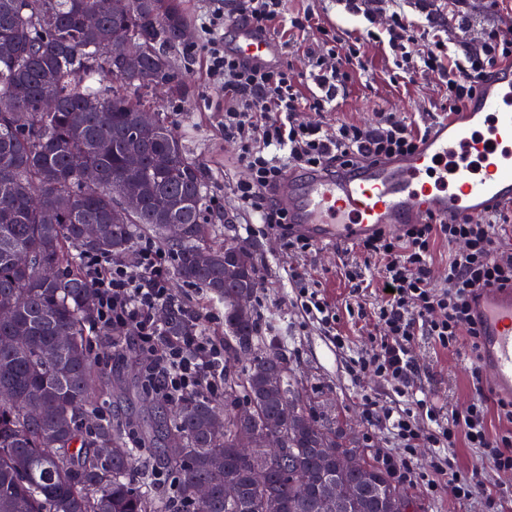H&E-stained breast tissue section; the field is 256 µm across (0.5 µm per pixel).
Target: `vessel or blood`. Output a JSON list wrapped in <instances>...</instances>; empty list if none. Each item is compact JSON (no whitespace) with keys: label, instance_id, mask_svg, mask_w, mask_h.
I'll return each mask as SVG.
<instances>
[{"label":"vessel or blood","instance_id":"1","mask_svg":"<svg viewBox=\"0 0 512 512\" xmlns=\"http://www.w3.org/2000/svg\"><path fill=\"white\" fill-rule=\"evenodd\" d=\"M230 49L276 64L274 37L235 21ZM295 231L320 244L351 243L433 215L445 220L512 208V69L486 79L466 112L435 123L412 153L333 175L288 174L276 190ZM475 315L484 326L485 372L512 393V290L487 289Z\"/></svg>","mask_w":512,"mask_h":512}]
</instances>
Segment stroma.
I'll use <instances>...</instances> for the list:
<instances>
[{
	"label": "stroma",
	"instance_id": "35a3bbf8",
	"mask_svg": "<svg viewBox=\"0 0 512 512\" xmlns=\"http://www.w3.org/2000/svg\"><path fill=\"white\" fill-rule=\"evenodd\" d=\"M184 21L189 31L187 42L173 50L175 76L179 92L168 93L160 102L172 131L183 141L190 156L198 161L205 175L206 208L204 223L213 227L210 242L223 243L225 236L247 239L255 246L260 261L261 286L255 306L263 324L272 336L288 339L291 366L306 382L312 399L329 414L353 426L359 442L378 455L394 453L397 442L384 422L368 423L362 413L363 394L377 401L378 412L391 408L394 395L382 379L364 376L354 380L352 359L371 344L375 328L371 321L358 320L345 314L343 307L348 289L342 277L343 263L362 261L363 255L347 245H316L313 251L293 255L284 249L281 233L254 225L253 218L239 209L234 186L248 173L237 160L238 148L224 138V115L217 103L220 92L206 78L199 57L192 48L201 46L200 20L209 8L210 0H181ZM290 11L314 12L316 26L307 30L287 51L281 52V64L303 74L309 69V52L322 40V31L337 28L373 27L382 31L385 21L368 24L361 16L346 13L336 0H288ZM409 14L417 20L433 16L437 23L447 24L449 41L475 47L482 43L487 28L501 25L512 15V0H428L427 4H412ZM362 67L354 72L350 91L330 112L316 114L299 112L302 122H323L333 127L343 122L362 123L374 119L379 112H398L411 121H422L438 112L442 92L437 75L418 74L394 82L391 65L382 43L371 41L363 48ZM297 268L318 281L327 299L341 308L338 330L347 336L346 346H337L323 330L308 320L288 282L290 269ZM93 354L101 367L108 389L103 397V410L116 421H133L139 432L152 433L147 455L159 454L167 447L165 412L141 389L140 375L134 366L135 354H128L120 366H112L111 348L101 339H94ZM412 355L424 368L422 386L448 411H462L475 398L470 371L473 359L468 342L448 351L435 347L427 337H418ZM417 512H484L482 497L459 503L447 488L426 491L422 486H409Z\"/></svg>",
	"mask_w": 512,
	"mask_h": 512
}]
</instances>
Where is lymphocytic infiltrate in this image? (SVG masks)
Wrapping results in <instances>:
<instances>
[{"mask_svg":"<svg viewBox=\"0 0 512 512\" xmlns=\"http://www.w3.org/2000/svg\"><path fill=\"white\" fill-rule=\"evenodd\" d=\"M242 16L257 31L291 42L310 28L311 13H291L287 0H238L235 14L221 7L208 11L200 28L205 72L224 94V135L235 140L238 160L248 170L238 182L239 206L257 223L282 228L288 252L312 251L308 237L288 231V215L271 199V190L287 169H332L360 161H383L416 150L431 126L416 123L394 112L377 113L368 123L344 122L335 132L317 123H301L297 112H327L346 92L351 71L359 64L363 33L327 29L326 46L308 76L285 65L261 66L226 51L224 30L233 16ZM388 47L395 70L437 74L443 88L441 118L464 111L480 84L501 66L512 64V39L500 30L490 31L476 51L449 47L439 27L409 19L401 0H391ZM424 41L420 54L409 47ZM512 216L492 212L480 221L445 222L431 218L406 225L399 234L381 233L359 241L366 258L379 262L381 304L375 317L379 334L369 350L353 359L352 373H372L389 382L399 397L385 414L401 454L384 457L391 473L410 482H424L436 490L435 476L448 478V491L456 499L471 500L481 482L484 465L512 473V398L494 404L472 401L464 411L444 414L432 399L420 393L421 368L411 347L416 337H429L442 349L456 348L469 337L474 352L483 348V330L473 315L477 293L486 287L512 288V249L502 250L497 239ZM445 241L453 252L448 259V280L436 286L431 250ZM82 265L96 292L93 331L108 339L120 352L146 355L153 373L154 391L168 401L194 395H219L224 383V346L202 332L175 342H163L155 319L159 306L172 302L169 254L152 241L137 244L134 263L112 256L84 254ZM290 278L306 314L327 330L339 321L335 307L317 285L294 269ZM506 423L492 434L489 416ZM474 449L470 474L455 467L457 444ZM430 447L434 455L427 469L413 461L414 449Z\"/></svg>","mask_w":512,"mask_h":512,"instance_id":"obj_1","label":"lymphocytic infiltrate"}]
</instances>
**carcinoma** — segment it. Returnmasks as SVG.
Masks as SVG:
<instances>
[{
  "instance_id": "carcinoma-1",
  "label": "carcinoma",
  "mask_w": 512,
  "mask_h": 512,
  "mask_svg": "<svg viewBox=\"0 0 512 512\" xmlns=\"http://www.w3.org/2000/svg\"><path fill=\"white\" fill-rule=\"evenodd\" d=\"M98 14L88 26L84 15ZM184 24L181 0H0V512H196L195 488L211 487L207 512H324L330 486L358 489L341 512H391L393 481L378 458L347 438L340 421L322 414L303 382L283 363L286 350L262 352L260 316L234 296L256 294L258 256L231 275L224 255L234 239L205 242L204 173L162 114L154 131L131 140L144 96L171 80L172 49ZM136 37L144 50L131 54ZM57 107L43 112L40 100ZM27 118V130L16 125ZM135 142L141 167L129 170ZM140 201L130 212L117 189ZM99 226L96 239L85 236ZM171 224L186 232L171 238ZM148 232L166 247L177 279L224 307V395H196L169 407L167 433L183 441L164 465L170 491L152 461L131 447L130 423L99 416L102 380L91 352L94 288L80 263L90 251L112 256ZM27 253L23 266L16 255ZM54 271L52 278L42 269ZM162 340L201 329L200 315L175 300L165 305ZM69 337L60 346L57 337ZM280 435L288 451L236 452L239 434ZM112 449L100 461L97 447ZM364 459L348 472L339 457Z\"/></svg>"
}]
</instances>
